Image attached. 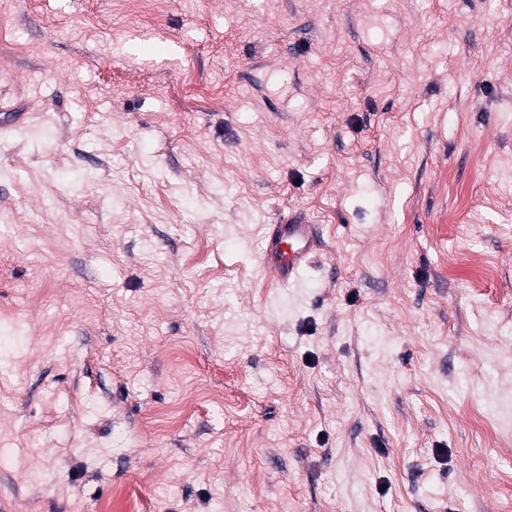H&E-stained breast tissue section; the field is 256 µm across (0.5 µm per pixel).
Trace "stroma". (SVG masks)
I'll return each instance as SVG.
<instances>
[{
	"label": "stroma",
	"mask_w": 512,
	"mask_h": 512,
	"mask_svg": "<svg viewBox=\"0 0 512 512\" xmlns=\"http://www.w3.org/2000/svg\"><path fill=\"white\" fill-rule=\"evenodd\" d=\"M143 10L0 0V512H512V0ZM319 246L318 226L301 212L290 213L266 235L264 270L277 288L294 284Z\"/></svg>",
	"instance_id": "1"
}]
</instances>
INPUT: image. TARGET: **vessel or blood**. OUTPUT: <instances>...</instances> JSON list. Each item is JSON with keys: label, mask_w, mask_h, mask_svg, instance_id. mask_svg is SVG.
Instances as JSON below:
<instances>
[{"label": "vessel or blood", "mask_w": 512, "mask_h": 512, "mask_svg": "<svg viewBox=\"0 0 512 512\" xmlns=\"http://www.w3.org/2000/svg\"><path fill=\"white\" fill-rule=\"evenodd\" d=\"M319 246L317 225L302 213H290L280 223L271 225L266 235L264 270L276 287L294 284Z\"/></svg>", "instance_id": "vessel-or-blood-1"}]
</instances>
